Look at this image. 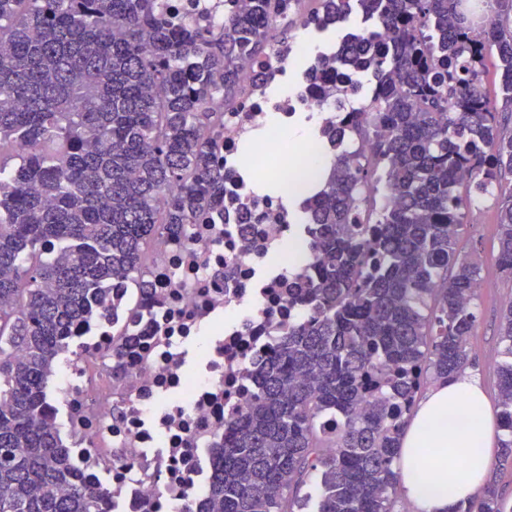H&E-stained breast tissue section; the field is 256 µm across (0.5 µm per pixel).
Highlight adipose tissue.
Segmentation results:
<instances>
[{
  "label": "adipose tissue",
  "instance_id": "obj_1",
  "mask_svg": "<svg viewBox=\"0 0 512 512\" xmlns=\"http://www.w3.org/2000/svg\"><path fill=\"white\" fill-rule=\"evenodd\" d=\"M496 439L488 398L475 381L435 385L402 438V495L416 512H454L483 486Z\"/></svg>",
  "mask_w": 512,
  "mask_h": 512
}]
</instances>
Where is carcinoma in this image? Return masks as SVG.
<instances>
[{"instance_id": "obj_1", "label": "carcinoma", "mask_w": 512, "mask_h": 512, "mask_svg": "<svg viewBox=\"0 0 512 512\" xmlns=\"http://www.w3.org/2000/svg\"><path fill=\"white\" fill-rule=\"evenodd\" d=\"M216 30L160 0H0V512H108L47 424L45 384L73 328L114 279L148 289L144 247L224 208V132L240 64L267 55L271 0H238ZM326 21L348 0H321ZM370 36L336 50L324 100L363 74L369 104L335 131L332 163L302 202L310 274L297 319L224 427L205 512H398L400 439L428 384L462 376L480 263L457 250L467 212H498L496 263L512 277V35L490 0L480 28L459 0H358ZM496 56L501 101L483 93ZM367 142L370 152L347 144ZM499 445L512 457V304L499 325ZM317 486V498L302 493ZM457 512H512L488 487Z\"/></svg>"}]
</instances>
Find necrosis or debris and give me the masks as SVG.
<instances>
[{"instance_id": "4bbe7bcc", "label": "necrosis or debris", "mask_w": 512, "mask_h": 512, "mask_svg": "<svg viewBox=\"0 0 512 512\" xmlns=\"http://www.w3.org/2000/svg\"><path fill=\"white\" fill-rule=\"evenodd\" d=\"M178 20L214 28L237 0H163ZM270 52L243 66V93L224 114L213 144L227 178L224 210L192 225L187 237L160 235L143 274L150 293L113 281L109 305L76 330L78 352L46 385V413L89 485L106 480L111 512H172L201 499L224 444V425L248 404L246 375L280 327L297 315L288 304L292 275L312 256L296 246L282 269L281 245L294 236L293 215L252 182L281 154L280 175L297 187L325 168L313 143L258 144L248 176L237 175L242 143L270 114L290 121L304 112L316 129L342 118L313 90V71L330 75L317 46L322 22L302 13L301 0H273ZM294 22L301 38H281ZM206 340L201 355L190 346Z\"/></svg>"}]
</instances>
